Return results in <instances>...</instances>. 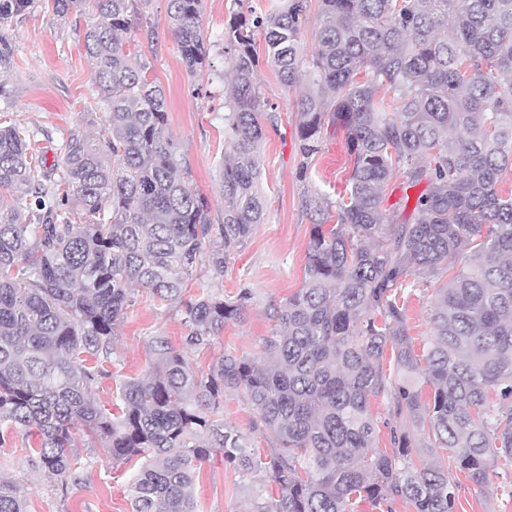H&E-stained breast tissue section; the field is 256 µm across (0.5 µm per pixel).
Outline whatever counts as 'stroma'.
<instances>
[{
	"instance_id": "obj_1",
	"label": "stroma",
	"mask_w": 512,
	"mask_h": 512,
	"mask_svg": "<svg viewBox=\"0 0 512 512\" xmlns=\"http://www.w3.org/2000/svg\"><path fill=\"white\" fill-rule=\"evenodd\" d=\"M279 0H202L201 30L210 46L209 68L191 77L181 60L168 26V0H141L151 34H136V49L149 62L148 77L160 85L168 102V128L185 160L193 189L205 202L212 223L224 218L218 192V164L229 149L224 142V84L227 63L219 43L224 27L241 5L263 9ZM13 54L0 70V113L18 121L40 145H57L70 132L99 135L101 113L97 87L83 43L72 22L62 21L50 0L8 28ZM257 79L270 102L261 122L260 188L266 198L264 224L214 277L200 264L191 293L210 289L227 296L251 291L244 321L230 322L203 350L187 351L190 364L208 370L224 353L261 356L266 338L274 332L272 313L301 286L306 253L314 224L302 203L318 193L338 199L353 162L344 130L328 126L321 134L320 150L304 157L298 147L299 101L304 86L283 87L277 70L260 60ZM433 282L417 280L409 287L406 322L415 346L429 334L428 311L434 297ZM187 329L175 306L162 305L147 290H139L114 340L112 376L94 384L91 396L110 403L115 384L149 370L155 355L151 339L167 337L181 347ZM224 419L246 434L253 447L266 451L276 442L256 429V413L243 391H226ZM77 482L65 484L32 462L25 433L16 432L0 444V475L16 481L26 500V512H131L129 485L139 468L131 461L113 465L100 441L75 449ZM276 488L268 474L242 475L216 452L200 468L195 494L198 512H253L256 503L269 500ZM456 512H512V495L503 489L500 471H492L485 486L462 481Z\"/></svg>"
}]
</instances>
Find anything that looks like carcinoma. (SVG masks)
<instances>
[{
  "label": "carcinoma",
  "instance_id": "1",
  "mask_svg": "<svg viewBox=\"0 0 512 512\" xmlns=\"http://www.w3.org/2000/svg\"><path fill=\"white\" fill-rule=\"evenodd\" d=\"M37 2L0 0V66L12 56L4 29ZM52 2L60 19L76 18L103 133H70L49 165L27 128L0 125V442L25 431L41 468L66 480L88 437L114 463L140 459L132 512H196L199 467L213 452L244 475L270 473L277 497L254 512H356L365 500L456 512L460 484L425 451L446 452L478 487L493 465L512 470V192L498 188L512 174V0H320L310 60L305 0L234 14L223 42L232 80L221 224L178 158L164 91L125 47L142 25L139 0ZM168 2L183 63L199 75L210 53L201 0ZM258 35L280 83L310 87L302 153H317L336 124L353 169L332 227L325 198L305 200L319 219L302 285L275 309L263 360L226 351L197 372L185 350L210 345L251 300L246 288L234 299L184 295L203 251L223 276L265 219ZM398 176L408 189L426 185L402 223L382 209ZM423 276L438 287L419 352L402 292ZM137 286L177 304L188 334L181 350L153 337L151 370L120 384L114 414L89 387L112 377ZM239 389L276 439L264 456L224 421V391ZM0 512H26L2 476Z\"/></svg>",
  "mask_w": 512,
  "mask_h": 512
}]
</instances>
